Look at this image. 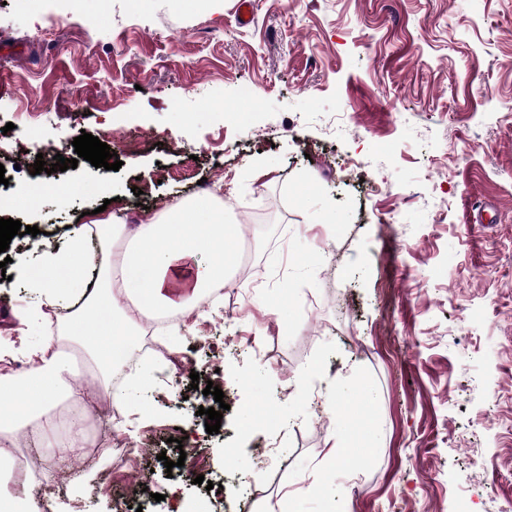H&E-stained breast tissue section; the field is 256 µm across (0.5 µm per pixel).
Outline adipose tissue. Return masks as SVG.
<instances>
[{
	"label": "adipose tissue",
	"instance_id": "obj_1",
	"mask_svg": "<svg viewBox=\"0 0 512 512\" xmlns=\"http://www.w3.org/2000/svg\"><path fill=\"white\" fill-rule=\"evenodd\" d=\"M92 233L95 250L86 247ZM241 234L210 195L144 217L132 229L113 214L72 225L66 246L47 251L26 277L42 305L63 306L69 314L56 334L28 347L36 360L30 371L0 374V437L33 429L50 439L57 401L80 407L88 397L73 376L70 348L88 353L102 381H109L137 341L139 315L193 312L231 280V246Z\"/></svg>",
	"mask_w": 512,
	"mask_h": 512
}]
</instances>
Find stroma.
I'll return each mask as SVG.
<instances>
[{
	"label": "stroma",
	"instance_id": "1",
	"mask_svg": "<svg viewBox=\"0 0 512 512\" xmlns=\"http://www.w3.org/2000/svg\"><path fill=\"white\" fill-rule=\"evenodd\" d=\"M238 2L0 0V128H29L0 137L27 157L6 165V192L12 219L40 230L8 249L0 282L13 358L17 315L39 305L23 274L83 213L156 214L203 179L223 184L228 219L275 213L238 249L234 306L158 333L199 380L157 374L139 394L148 419L124 406L153 455L83 458L73 485L33 440L39 482L14 479L15 493L44 512H113L115 488L144 476L142 512H260L317 482L328 492L303 512H512V0H253L247 26ZM83 132L121 168L77 159L51 176L78 186L69 203L32 201L48 177L37 154L76 159ZM133 138L144 148L126 150ZM210 383L228 406L213 434L198 414ZM340 393L354 420L334 421ZM271 402L280 423L243 430ZM361 426L371 455L323 466L331 431Z\"/></svg>",
	"mask_w": 512,
	"mask_h": 512
}]
</instances>
